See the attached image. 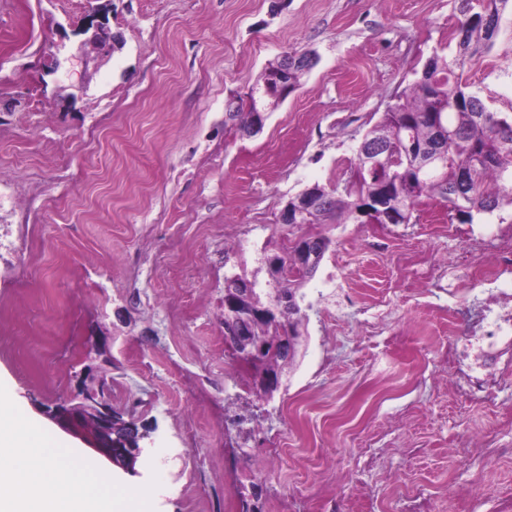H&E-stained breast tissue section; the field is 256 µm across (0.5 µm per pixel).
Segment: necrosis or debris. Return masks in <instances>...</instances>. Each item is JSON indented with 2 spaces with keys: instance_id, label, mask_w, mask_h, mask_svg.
<instances>
[{
  "instance_id": "1",
  "label": "necrosis or debris",
  "mask_w": 512,
  "mask_h": 512,
  "mask_svg": "<svg viewBox=\"0 0 512 512\" xmlns=\"http://www.w3.org/2000/svg\"><path fill=\"white\" fill-rule=\"evenodd\" d=\"M448 267L480 271L484 286L466 307L448 309V341L439 348L444 381L454 398L492 405L512 380V293L498 286L503 273H512V226L498 225Z\"/></svg>"
}]
</instances>
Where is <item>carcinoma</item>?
Here are the masks:
<instances>
[{
  "instance_id": "cac0c4a2",
  "label": "carcinoma",
  "mask_w": 512,
  "mask_h": 512,
  "mask_svg": "<svg viewBox=\"0 0 512 512\" xmlns=\"http://www.w3.org/2000/svg\"><path fill=\"white\" fill-rule=\"evenodd\" d=\"M508 8L512 9V0H454V9L464 21L452 33L457 39L453 58L433 54L421 74L368 130L357 149L353 168L361 172L360 178L348 177L340 189L315 186L319 203L304 223L295 226L301 235L313 237L329 249L331 240L308 232V228L327 222H362L360 203L380 195L387 179L391 180L392 200L407 209L403 218L408 223L421 200L434 195L446 203L448 212L469 224L476 214L491 213L503 205L512 207V122H500V114L466 91L454 76V69L493 47L499 16ZM283 65L281 57L267 66L257 85L281 75L288 91H295L306 67H290L285 72ZM280 100L282 97L276 94L261 100L252 97L229 108L227 116L243 133L253 126L258 113ZM439 121L448 128L444 165L417 176L410 169L424 158L421 149L435 142ZM305 281L292 271L274 283L266 282L264 288L255 279L253 301L258 306L273 307L275 299L286 296L300 303L305 298ZM305 318L300 307L288 310L257 325L255 333L273 342L280 336L282 323L289 321L300 334Z\"/></svg>"
}]
</instances>
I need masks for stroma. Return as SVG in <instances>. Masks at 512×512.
<instances>
[{"mask_svg":"<svg viewBox=\"0 0 512 512\" xmlns=\"http://www.w3.org/2000/svg\"><path fill=\"white\" fill-rule=\"evenodd\" d=\"M459 21L452 0H0V379L13 403L46 423L43 406L74 391L97 329L113 407L152 429L135 473H112L130 488L158 478L154 512H239L255 475L262 512H329L308 491L341 473L344 512H402L418 493L429 512H499L512 495V383L494 408L455 400L436 357L439 311L466 303L474 276L411 291L394 257L447 262L466 236L512 225L511 206L467 225L432 199L411 224L327 225L307 332L273 401L224 363L225 276L254 274L283 243L289 197L344 183L387 106L429 56L451 55ZM308 49L317 65L260 134L241 136L228 103L284 52ZM462 73L512 115L511 11ZM378 234L381 253L367 247ZM66 242L111 253V267L62 271ZM351 288L360 303L338 307ZM172 301L184 317L168 319ZM54 325L75 336L61 358L45 336ZM172 359L208 372L175 379ZM487 431L495 460L476 448L453 464L460 433ZM270 437L281 457L257 470L249 451Z\"/></svg>","mask_w":512,"mask_h":512,"instance_id":"obj_1","label":"stroma"}]
</instances>
